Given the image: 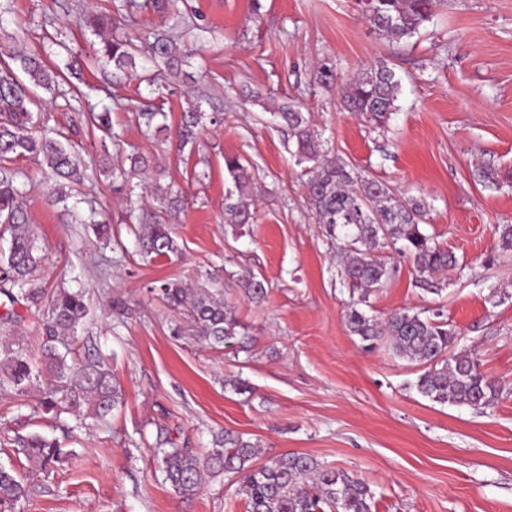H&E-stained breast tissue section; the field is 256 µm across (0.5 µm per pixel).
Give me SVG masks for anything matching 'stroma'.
Segmentation results:
<instances>
[{
    "label": "stroma",
    "mask_w": 512,
    "mask_h": 512,
    "mask_svg": "<svg viewBox=\"0 0 512 512\" xmlns=\"http://www.w3.org/2000/svg\"><path fill=\"white\" fill-rule=\"evenodd\" d=\"M0 0V52H39L50 67L78 61L93 93L66 105L43 93L49 128L70 140L83 160L116 162L151 156V185L178 192L168 213L179 259L143 261L125 220L130 201L111 178L73 185V199L106 209L116 232L110 245L72 224L56 203L45 170L17 160L24 208L35 227L46 288L76 278L89 309L80 355L107 360L124 403L106 425L63 435L33 407L53 380L42 374L29 395L0 392V427L63 439L68 457L33 477L15 512H247L237 484L209 479L192 499L163 482L152 460L159 426L205 454L216 433L231 430L264 457L302 453L366 482L376 512H512V251L499 247L512 225V0H445L418 35L395 43L364 22L356 0H178L177 6L119 15L113 0ZM100 15L102 33L85 28ZM192 25L179 40L193 51L195 79L170 76L153 98L146 79L152 29ZM136 37L135 75L113 76L92 62L112 33ZM333 61L342 78L385 61L402 89L386 127L346 112L337 88L316 79ZM121 100L112 124L119 138L102 142L84 115ZM199 101L219 123L205 124L198 147L179 152L175 139L145 136L134 114L153 101L176 125ZM299 104L330 156L354 172L426 201L424 230L454 253L458 268L441 294L415 283L408 259L369 295L367 314L385 319L410 308L441 313L459 332L457 350L476 353L482 370L505 385L493 407L441 405L422 397L418 365L386 345L363 348L345 324L352 299L338 277L337 249L306 200L308 164L272 107ZM251 164L255 223L224 224V158ZM497 169L498 184L479 180ZM264 279L252 302L242 277ZM224 284V302L247 328L250 344L211 349L190 334L149 286L167 279ZM250 391L235 392L230 380Z\"/></svg>",
    "instance_id": "stroma-1"
}]
</instances>
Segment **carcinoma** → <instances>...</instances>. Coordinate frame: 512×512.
I'll return each mask as SVG.
<instances>
[{"label": "carcinoma", "instance_id": "1", "mask_svg": "<svg viewBox=\"0 0 512 512\" xmlns=\"http://www.w3.org/2000/svg\"><path fill=\"white\" fill-rule=\"evenodd\" d=\"M441 0H357L361 14L380 35L400 41L411 38L433 16ZM131 38L113 35L103 42L101 57L123 72L136 66ZM153 63L168 73H181L190 66L188 56L171 35H159L150 44ZM12 59L27 75L29 84L18 80L10 66L0 70V226L9 234L8 252L0 255V293L10 307L0 314V333L11 335L22 316L13 308L20 302L26 310L41 316L43 342L39 355L33 356L11 341L0 346V385H7L24 396L36 387L42 372H49L53 388L40 399L46 414H69L83 426L87 420L100 422L123 404V388L112 368L100 359L75 361L73 341L78 328L87 323L84 293L63 285L46 296V289L33 272L40 263L34 230L23 208L22 192L17 184L19 171L10 163L26 157H40L55 182L63 186L87 177L93 166L84 165L71 148L48 132H33V108L39 107L36 89L56 92L58 81H67L62 73L54 80L37 54L14 55ZM401 93V80L386 62L361 69L342 87L344 109L383 126L395 111ZM205 113L192 101L180 113L177 138L180 149L194 146ZM272 117L288 127L296 139L300 162L313 163V175L307 183L308 202L315 210L326 236L341 240L338 276L351 291H359L346 313L349 331L372 349L386 342L400 358L423 367L415 382L417 392L436 403L466 405L474 409L492 406L502 394V386L480 370L478 360L467 352L452 353L458 331L440 319L400 310L379 320L367 315L360 306L370 292L384 287L395 275L396 267L386 256L391 250L412 260L416 283L424 291L439 294L442 285L436 276L457 266L456 256L423 233L427 209L414 197L401 198L389 185L374 178L355 176L345 164L331 158L308 119L291 104L275 108ZM139 118L148 129L162 132L167 125L164 112H141ZM90 124L104 134L117 138L112 113L92 112ZM142 155L130 157V168L117 164L106 172L114 180L127 184L149 168ZM224 170L231 187L224 197V223L235 228L250 224L254 211L245 202L252 176L248 166L234 156L224 157ZM95 210L85 217L70 211L71 223L94 225L98 238L110 240L111 227L106 220L95 221ZM165 212L144 211L138 217L137 235L140 254L149 260L180 257V248ZM245 293L255 300L266 294L263 281L249 276L241 279ZM159 295L168 307L187 315L193 336L212 349L236 340L243 344L247 336L234 311L224 305L223 285L212 281L210 287L187 288L178 279L159 286ZM1 448H11L23 456L26 472H45L61 459L59 441L39 433L18 432L0 439ZM155 455L163 480L183 498H191L207 476L225 475L238 483L247 498L248 512H375L370 486L346 471L326 467L312 456L287 453L257 464L258 446L242 435L224 432L203 457L170 437L169 430H157ZM31 484L12 468L0 467V512H14L15 505L29 496Z\"/></svg>", "mask_w": 512, "mask_h": 512}]
</instances>
